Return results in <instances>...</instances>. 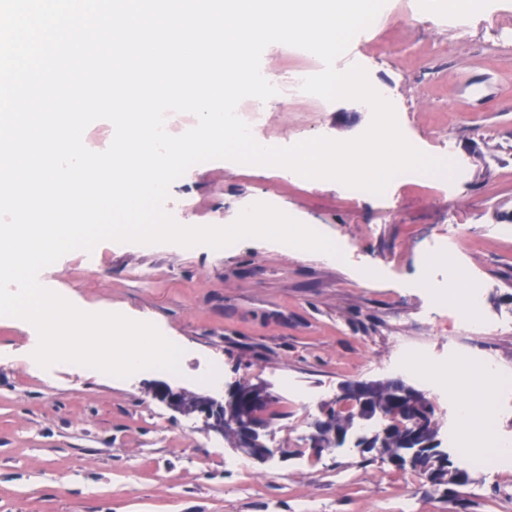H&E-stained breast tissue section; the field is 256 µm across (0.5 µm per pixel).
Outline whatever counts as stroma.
Listing matches in <instances>:
<instances>
[{"instance_id": "35a3bbf8", "label": "stroma", "mask_w": 512, "mask_h": 512, "mask_svg": "<svg viewBox=\"0 0 512 512\" xmlns=\"http://www.w3.org/2000/svg\"><path fill=\"white\" fill-rule=\"evenodd\" d=\"M387 0L374 30L353 39L336 65L363 66L395 107L404 136L439 156L449 141L461 167L455 188L418 176L393 179V204L346 196L335 181L304 182L221 160L170 188L190 223L227 225L259 197L341 248L342 261L244 239L205 246L104 241L44 268L41 278L83 311L106 305L154 323L184 348L181 375L143 370L120 379L70 363L31 369L35 328L0 317V512H512V470L469 468L453 494L377 454L347 444L308 453L312 424L341 385L395 377L396 341L462 357L490 349L512 367V0H488L460 31L448 6L403 14ZM281 43L261 67L277 80L317 66ZM267 133L278 145L362 134L372 113L355 100L321 102L299 93L269 99ZM463 232L455 263L478 288L484 329L425 311L422 278H437L430 244L440 229ZM379 271L363 284L359 269ZM219 364L223 383L198 379ZM225 398L250 382L273 395L276 451L258 463L201 419L154 398L155 383Z\"/></svg>"}]
</instances>
